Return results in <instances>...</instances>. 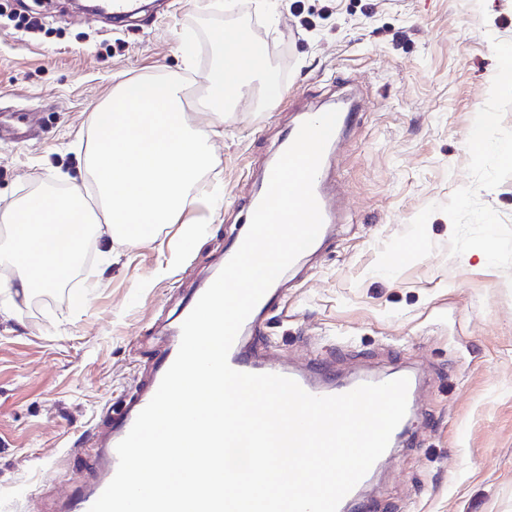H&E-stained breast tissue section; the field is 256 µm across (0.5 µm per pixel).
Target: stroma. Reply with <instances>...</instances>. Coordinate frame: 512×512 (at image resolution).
<instances>
[{
  "mask_svg": "<svg viewBox=\"0 0 512 512\" xmlns=\"http://www.w3.org/2000/svg\"><path fill=\"white\" fill-rule=\"evenodd\" d=\"M231 31L285 56L267 54L249 96L205 118L206 76ZM496 41H512V0H154L124 24L71 0H0V113L38 126L35 138L0 142V215L50 186L99 210L91 117L125 80L186 78L188 122L218 129L202 203L142 241L94 237L73 286L14 300L3 284L18 270L0 262V512H61L64 495L89 483L91 433L135 391L246 224L289 126L334 106L347 84L362 112L332 160L331 237L286 278L258 343L347 378L419 372L411 442L364 490L374 512H512V279L480 250L450 255L441 212L427 222L430 255L393 277L372 270L424 207L470 185L466 143ZM272 74L288 77L276 110Z\"/></svg>",
  "mask_w": 512,
  "mask_h": 512,
  "instance_id": "obj_1",
  "label": "stroma"
}]
</instances>
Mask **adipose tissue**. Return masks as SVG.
Instances as JSON below:
<instances>
[{
	"label": "adipose tissue",
	"mask_w": 512,
	"mask_h": 512,
	"mask_svg": "<svg viewBox=\"0 0 512 512\" xmlns=\"http://www.w3.org/2000/svg\"><path fill=\"white\" fill-rule=\"evenodd\" d=\"M254 47L238 36L224 38L219 63L208 77V94L213 103L243 99L249 92L245 75L257 69ZM14 228L13 253L20 270L16 295L26 297L52 287V268L68 262L85 238L87 211L76 199L43 200L41 209L23 206L10 216Z\"/></svg>",
	"instance_id": "ef3b65f1"
}]
</instances>
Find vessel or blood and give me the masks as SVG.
<instances>
[{
	"instance_id": "1",
	"label": "vessel or blood",
	"mask_w": 512,
	"mask_h": 512,
	"mask_svg": "<svg viewBox=\"0 0 512 512\" xmlns=\"http://www.w3.org/2000/svg\"><path fill=\"white\" fill-rule=\"evenodd\" d=\"M358 113L359 107L355 104L340 110L332 140L327 144L328 149H335L337 140H340L344 133L356 124ZM336 192V185L329 176L327 167H320L314 182V193L325 224L324 229L318 234L319 240L322 241L328 237L327 225L332 224L335 219ZM198 300V295H191L179 310L176 316L177 323L171 330L172 342L150 369L140 389L130 396L125 412L117 417L108 418L106 429L98 432L95 441L97 451L92 458L95 477L78 494L66 495L65 512H89L92 504L114 477L118 467L116 447L129 433L138 414L150 402L164 374L175 360L180 346V324L185 321ZM228 363L240 372L275 373L292 378L306 392L315 396L344 394L359 385L358 380L337 376L335 370L324 361H315L306 368L297 369L270 354L256 353L246 344L245 337L241 334L237 335L229 350Z\"/></svg>"
}]
</instances>
